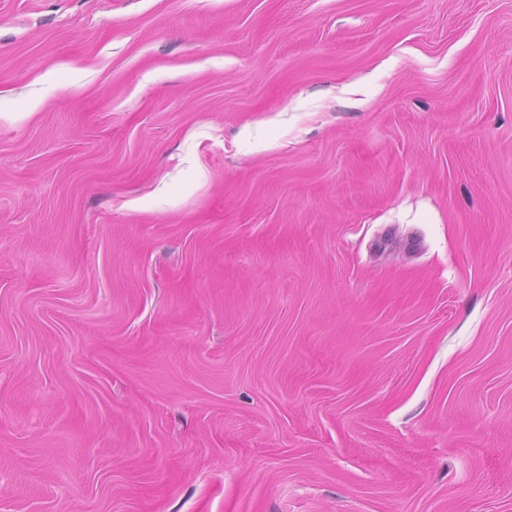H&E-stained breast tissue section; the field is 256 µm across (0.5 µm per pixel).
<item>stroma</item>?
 <instances>
[{"label": "stroma", "instance_id": "1", "mask_svg": "<svg viewBox=\"0 0 512 512\" xmlns=\"http://www.w3.org/2000/svg\"><path fill=\"white\" fill-rule=\"evenodd\" d=\"M0 512H512V0H0Z\"/></svg>", "mask_w": 512, "mask_h": 512}]
</instances>
